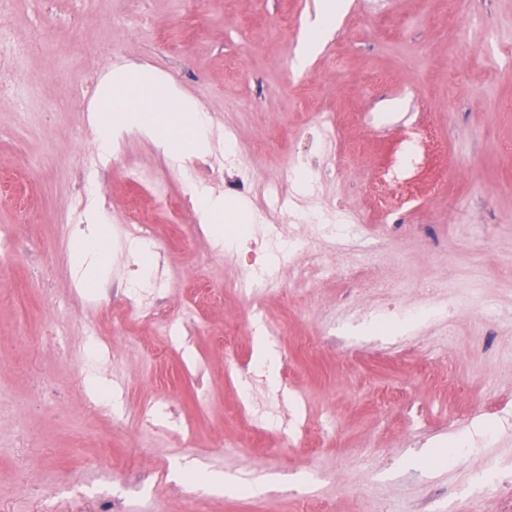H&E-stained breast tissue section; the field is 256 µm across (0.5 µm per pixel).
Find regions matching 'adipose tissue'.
<instances>
[{
	"instance_id": "obj_1",
	"label": "adipose tissue",
	"mask_w": 512,
	"mask_h": 512,
	"mask_svg": "<svg viewBox=\"0 0 512 512\" xmlns=\"http://www.w3.org/2000/svg\"><path fill=\"white\" fill-rule=\"evenodd\" d=\"M108 109L98 130V143L111 150L123 132L137 129L171 158L207 155L211 148L208 119L200 105L161 74L131 64L114 70L96 88ZM87 228L76 239L70 262L78 283L100 281L105 267L106 233L99 212L86 217Z\"/></svg>"
}]
</instances>
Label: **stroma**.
Wrapping results in <instances>:
<instances>
[{
	"label": "stroma",
	"instance_id": "stroma-1",
	"mask_svg": "<svg viewBox=\"0 0 512 512\" xmlns=\"http://www.w3.org/2000/svg\"><path fill=\"white\" fill-rule=\"evenodd\" d=\"M320 0H18L17 41L52 46L19 62L0 95V512H463L472 491L512 470V0H345L336 29L306 48ZM181 39L167 42L166 29ZM308 53L305 68L294 66ZM96 78L135 62L169 76L210 118L268 153L247 168L211 157L172 162L136 130L95 174L111 235L109 275L77 285L57 224L95 149L103 112L81 111L59 64ZM329 115L337 133L319 124ZM319 176L294 219L343 208L380 259L336 256L335 278L297 283L291 266L266 299L285 322L275 387L304 396L309 423L284 437L256 431L225 350L259 364L247 301L225 293L237 251L211 232L187 246L197 209L162 224L154 274L171 279L160 308L185 309L186 348L168 350L149 322L127 328L82 371L84 324L124 307L138 259L113 230L129 204L152 210L163 188L196 187L254 207L253 186L289 161ZM403 173L394 208L377 170ZM473 289L467 311L455 288ZM167 399L197 436L141 430L142 407ZM163 465L139 491L101 481Z\"/></svg>",
	"mask_w": 512,
	"mask_h": 512
}]
</instances>
